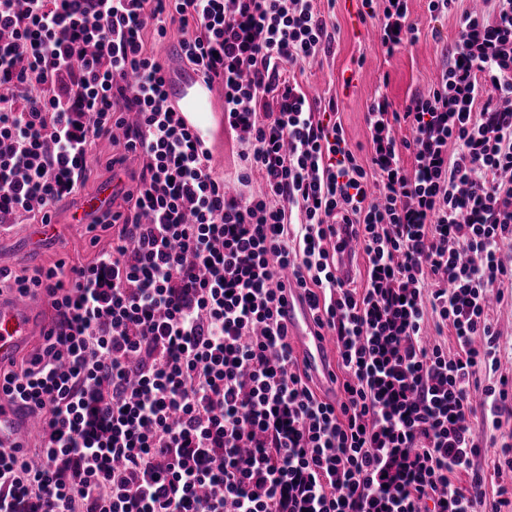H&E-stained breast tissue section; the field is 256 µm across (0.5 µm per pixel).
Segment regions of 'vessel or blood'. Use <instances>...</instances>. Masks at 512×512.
I'll return each mask as SVG.
<instances>
[{
	"label": "vessel or blood",
	"mask_w": 512,
	"mask_h": 512,
	"mask_svg": "<svg viewBox=\"0 0 512 512\" xmlns=\"http://www.w3.org/2000/svg\"><path fill=\"white\" fill-rule=\"evenodd\" d=\"M212 88L202 78H194L184 87L172 89L170 103L187 128L197 135L205 130L199 123L200 113L211 107ZM290 340L301 353L306 365L323 381H330L329 347L319 336L307 305L291 297L285 305ZM49 325L42 318V303L33 296L0 297V364L11 362L28 345L32 337L46 335ZM36 428L34 419L21 415L18 404L0 399V443H20L27 432Z\"/></svg>",
	"instance_id": "obj_1"
}]
</instances>
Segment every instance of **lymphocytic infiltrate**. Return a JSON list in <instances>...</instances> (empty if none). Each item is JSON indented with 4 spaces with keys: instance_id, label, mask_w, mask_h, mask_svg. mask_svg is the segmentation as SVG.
<instances>
[{
    "instance_id": "obj_1",
    "label": "lymphocytic infiltrate",
    "mask_w": 512,
    "mask_h": 512,
    "mask_svg": "<svg viewBox=\"0 0 512 512\" xmlns=\"http://www.w3.org/2000/svg\"><path fill=\"white\" fill-rule=\"evenodd\" d=\"M363 5L386 55L418 40L408 0ZM458 27L426 92L374 97L363 159L293 74L335 38L316 0H0V223H51L97 141L142 162L126 209L88 225L111 249L15 280L55 320L0 368L40 424L0 445V512H478L512 393L472 395L512 282V0ZM172 32L224 89L239 191L170 107L151 41ZM350 240L359 288L336 273ZM292 287L334 335L336 400L288 341Z\"/></svg>"
}]
</instances>
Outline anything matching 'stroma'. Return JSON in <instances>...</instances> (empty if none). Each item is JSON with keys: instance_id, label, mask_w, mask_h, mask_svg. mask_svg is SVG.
Segmentation results:
<instances>
[{"instance_id": "obj_1", "label": "stroma", "mask_w": 512, "mask_h": 512, "mask_svg": "<svg viewBox=\"0 0 512 512\" xmlns=\"http://www.w3.org/2000/svg\"><path fill=\"white\" fill-rule=\"evenodd\" d=\"M317 6L336 26L335 40L329 51L305 64L297 77L303 91L321 100H334L346 137L352 147L369 149L370 132L365 112L378 91H386L394 109L403 110L409 97L426 90L445 62L444 51L457 37L460 13L471 8V0H457L447 16L431 17L426 0H409L410 18L420 30L418 41L393 56H386L370 20L361 15L362 0H317ZM215 124L208 147L220 175L233 180L241 166V148L233 134L224 128V92L214 90ZM121 153L110 142H97L89 158L90 173L84 186L55 207L57 226L54 244L31 249L24 241V225H12L0 233V258L12 275L32 274L65 259L91 263L98 252L110 249L113 231L97 228L88 232L85 225L72 223L71 214L83 200L113 180L112 160Z\"/></svg>"}]
</instances>
